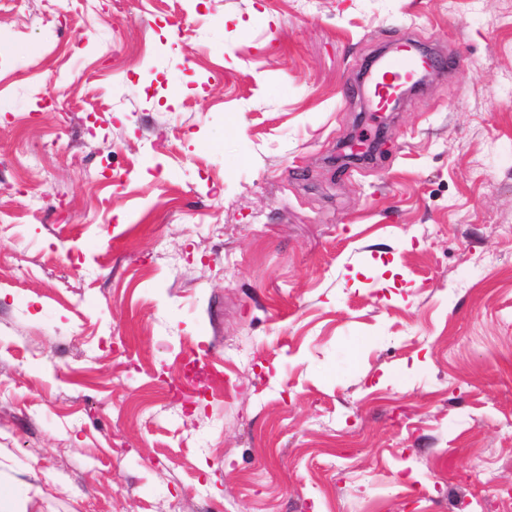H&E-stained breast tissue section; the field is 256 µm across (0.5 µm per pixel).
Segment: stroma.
<instances>
[{
    "label": "stroma",
    "mask_w": 512,
    "mask_h": 512,
    "mask_svg": "<svg viewBox=\"0 0 512 512\" xmlns=\"http://www.w3.org/2000/svg\"><path fill=\"white\" fill-rule=\"evenodd\" d=\"M411 41L456 62L376 111ZM0 482L512 512V0H0Z\"/></svg>",
    "instance_id": "35a3bbf8"
}]
</instances>
